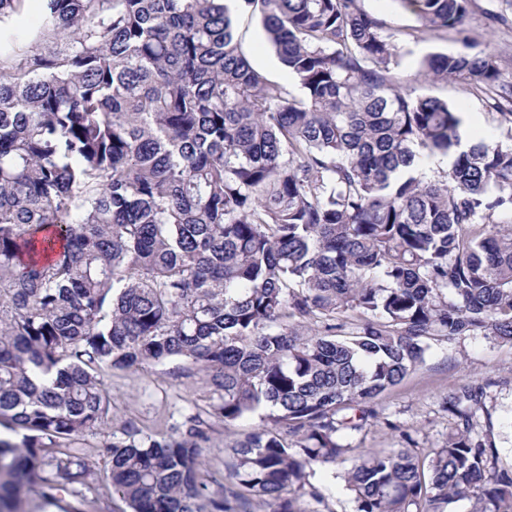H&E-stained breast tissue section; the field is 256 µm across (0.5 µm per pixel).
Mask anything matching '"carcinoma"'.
<instances>
[{"label": "carcinoma", "instance_id": "1", "mask_svg": "<svg viewBox=\"0 0 512 512\" xmlns=\"http://www.w3.org/2000/svg\"><path fill=\"white\" fill-rule=\"evenodd\" d=\"M239 1L300 97L243 53ZM25 2L0 0V512H107L77 447L109 421L100 372L175 360L224 426L269 413L230 487L199 469L198 413L103 441L132 512H299L317 469L355 512H512V464L471 436L480 387L448 395L442 448L343 438L429 340L512 342V75L464 34L471 0L396 2L461 36L418 76L491 92L509 144L395 89L360 0H44L21 38ZM435 155L445 179L415 176Z\"/></svg>", "mask_w": 512, "mask_h": 512}]
</instances>
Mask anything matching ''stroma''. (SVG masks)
Wrapping results in <instances>:
<instances>
[{"mask_svg":"<svg viewBox=\"0 0 512 512\" xmlns=\"http://www.w3.org/2000/svg\"><path fill=\"white\" fill-rule=\"evenodd\" d=\"M361 8L376 17L385 31L396 33L398 64L391 70L394 86L401 91L435 97L460 112L473 133L491 141L507 137V126L490 109L484 96L471 91L467 81H423L416 72L420 62L436 53L454 52L461 44L454 36L418 34L417 18L402 10L396 0H360ZM505 15L502 23L487 20V12ZM466 27L501 57L504 73H512V11L501 0H472ZM238 39L253 66L269 79L285 83L291 95L300 87L290 78L272 49L264 42L258 13H239ZM112 395V413L119 422H130L145 434L166 431L195 411L208 409L211 394L202 375L183 376L177 363L159 367L107 369L101 374ZM484 387V408L478 411L472 434L491 441L502 463L512 462V344L481 337L453 341L433 340L422 365L401 383L373 401L377 412L365 431L350 434L352 444L363 448H416L427 452L442 447L457 421L442 403L462 386ZM261 423L253 415L237 421L232 430L213 422L211 439L200 456L202 467L216 476L226 475L227 445L233 435L248 432ZM309 480L320 487L323 502L300 498V512H355V504L341 477L321 470Z\"/></svg>","mask_w":512,"mask_h":512,"instance_id":"obj_1","label":"stroma"}]
</instances>
